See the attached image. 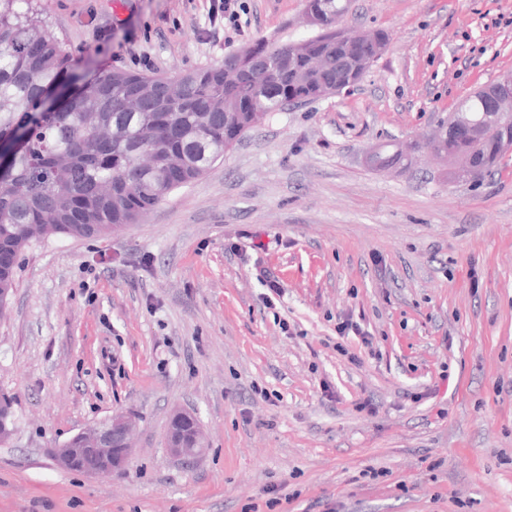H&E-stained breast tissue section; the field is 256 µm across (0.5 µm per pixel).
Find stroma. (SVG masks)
<instances>
[{"label": "stroma", "mask_w": 512, "mask_h": 512, "mask_svg": "<svg viewBox=\"0 0 512 512\" xmlns=\"http://www.w3.org/2000/svg\"><path fill=\"white\" fill-rule=\"evenodd\" d=\"M113 2L36 0L78 64L149 75L314 34L307 0H243L234 25L212 0ZM341 26L390 36L350 90L275 113L138 223L21 256L0 512H512V153L475 185L366 161L512 72V0H349ZM346 315L372 334L349 339L356 365ZM177 409L205 434L191 462L167 449ZM120 412L139 426L125 470L56 465ZM279 485L294 500L269 505Z\"/></svg>", "instance_id": "obj_1"}]
</instances>
